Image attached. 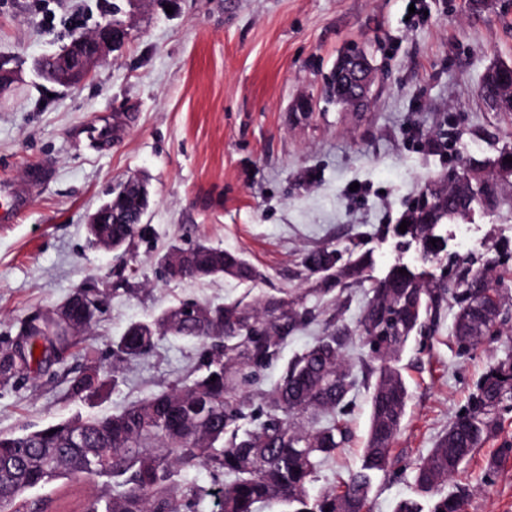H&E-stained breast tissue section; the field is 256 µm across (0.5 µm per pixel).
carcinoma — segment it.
<instances>
[{"label":"carcinoma","mask_w":512,"mask_h":512,"mask_svg":"<svg viewBox=\"0 0 512 512\" xmlns=\"http://www.w3.org/2000/svg\"><path fill=\"white\" fill-rule=\"evenodd\" d=\"M512 83V64L496 63L483 76L481 92L492 93L500 82ZM474 174L464 181L444 178L423 192L406 216L410 237L421 247L424 263H443L444 241L436 228L451 217L464 216L477 206L494 207L497 196L480 187ZM102 234L129 243L138 230L132 224H105ZM436 243H430V240ZM512 254L486 259L462 258L449 273L462 286L431 283L424 273L392 268L371 289L362 318L361 338L373 363L375 381L370 399V422L362 448L361 466L339 489L311 497L306 486L318 467L346 440L336 410L354 385L345 349L348 329L337 327L317 337L290 360L281 379L268 391L269 412L259 426L242 428L244 399L256 371L275 359L288 337L314 319L312 311L295 300L266 297L250 305L196 304L164 311L152 323H133L115 344L120 361L144 357L158 336L196 339L206 345L200 374L168 391L153 394L117 414L44 425L19 435L0 433V512H30L25 494L53 480L78 482L104 478L109 495L88 496L82 512H196L201 491L179 483L183 470L205 466L224 475V484L209 492L219 512H256L259 503H279L285 512H362L372 480L398 468L391 447L406 416L408 388L398 366L408 341L436 322L448 297L458 305L454 336L464 351L499 335L503 315L504 276ZM336 250L321 248L307 254L304 264L323 282L357 280L367 260L361 255L338 265ZM164 266L180 280L228 276L241 282L261 278L260 271L241 253L199 243L172 248ZM62 306L70 320L63 324L50 315L40 328L23 323L24 347L0 351V384L19 374L40 372L60 360L88 329L85 310L94 307L88 293L74 291ZM40 355H34V348ZM216 380H210V377ZM96 369L89 367L71 380L70 394L84 398L104 388ZM512 401V355L492 365L479 380L470 406L440 436L434 448L415 465L418 490L437 497L431 512H463L471 490L460 485L442 493L448 479L496 430L502 411Z\"/></svg>","instance_id":"obj_1"}]
</instances>
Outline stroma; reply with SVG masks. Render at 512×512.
<instances>
[{
  "mask_svg": "<svg viewBox=\"0 0 512 512\" xmlns=\"http://www.w3.org/2000/svg\"><path fill=\"white\" fill-rule=\"evenodd\" d=\"M488 2L477 11L469 0H420L410 19L407 0H0V68L13 76L0 90V182L24 180L44 160L53 166L50 181L32 187L28 208L0 223V349L15 341L22 321L75 289L92 290L100 302L89 335L62 361L0 385V432L116 413L195 377L204 347L176 336L116 363L113 343L130 323L182 300L286 295L316 318L262 370L242 425L263 420L260 394L289 360L327 328L347 326L355 378L344 408L347 443L308 490L337 487L358 465L369 427L374 378L359 321L371 289L402 264L425 268L432 281L446 278L398 235L407 207L462 161L483 165L512 146V114L490 109L480 95L492 63L512 64V0ZM115 14L129 36L90 78L60 86L40 76L42 56ZM353 46L377 68L370 109L361 114L324 92L337 58ZM302 99L309 110L297 109ZM90 124L111 127L103 149L78 147ZM130 180L150 193L144 232L118 252L92 248L89 215ZM500 193L497 210L441 226L449 254L512 252V181ZM197 242L242 253L261 279L166 278V250ZM321 246L344 263L367 255L360 279L315 294L319 277L304 257ZM506 286L509 317L494 340L461 351L447 307L405 348L399 366L410 397L392 446L403 469L375 480L368 512H394L413 496L412 465L468 405L488 368L512 354V277ZM90 366L116 378V387L72 398L71 379ZM454 481L472 490L467 512H512L511 410Z\"/></svg>",
  "mask_w": 512,
  "mask_h": 512,
  "instance_id": "obj_1",
  "label": "stroma"
}]
</instances>
